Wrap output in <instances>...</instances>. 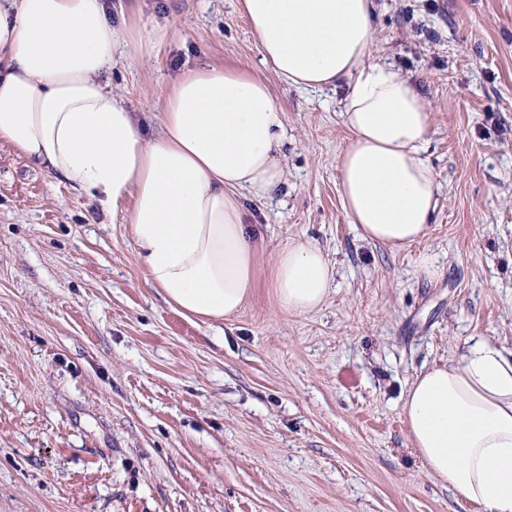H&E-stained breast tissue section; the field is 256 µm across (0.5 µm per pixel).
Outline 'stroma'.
I'll return each instance as SVG.
<instances>
[{
	"instance_id": "obj_1",
	"label": "stroma",
	"mask_w": 512,
	"mask_h": 512,
	"mask_svg": "<svg viewBox=\"0 0 512 512\" xmlns=\"http://www.w3.org/2000/svg\"><path fill=\"white\" fill-rule=\"evenodd\" d=\"M374 54L429 102L442 185L427 240L364 241L342 208L343 90H299L260 62L237 0H111L166 37L109 86L147 134L183 72L265 79L288 127V182L249 203L259 284L224 322L145 280L109 214L0 142V512H474L428 477L402 395L472 336L512 349V0H375ZM335 267L320 309H281L288 237ZM434 253L440 279L419 276Z\"/></svg>"
}]
</instances>
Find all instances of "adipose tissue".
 <instances>
[{"label":"adipose tissue","instance_id":"obj_1","mask_svg":"<svg viewBox=\"0 0 512 512\" xmlns=\"http://www.w3.org/2000/svg\"><path fill=\"white\" fill-rule=\"evenodd\" d=\"M260 62L303 89L345 87L349 142L337 162L343 210L361 239L398 251L427 239L440 182L426 156L428 102L372 55L374 0H238ZM110 19L105 0H0V142L85 192L102 210L127 203L147 283L182 315L220 322L256 286L258 244L245 200L286 182L284 114L261 78L221 66L181 75L165 95L161 130L146 136L104 75L119 46L155 50ZM334 267L311 242L272 255L280 307L323 306ZM426 474L476 512H512V350L482 336L423 368L402 405Z\"/></svg>","mask_w":512,"mask_h":512}]
</instances>
